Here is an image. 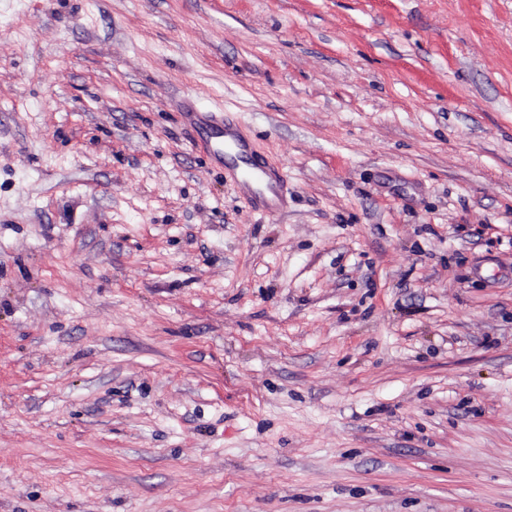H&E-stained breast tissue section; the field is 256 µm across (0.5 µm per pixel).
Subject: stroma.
<instances>
[{"mask_svg":"<svg viewBox=\"0 0 512 512\" xmlns=\"http://www.w3.org/2000/svg\"><path fill=\"white\" fill-rule=\"evenodd\" d=\"M0 512H512V0H0Z\"/></svg>","mask_w":512,"mask_h":512,"instance_id":"35a3bbf8","label":"stroma"}]
</instances>
